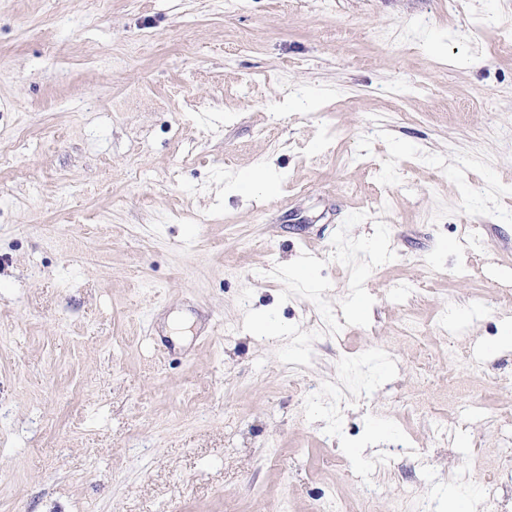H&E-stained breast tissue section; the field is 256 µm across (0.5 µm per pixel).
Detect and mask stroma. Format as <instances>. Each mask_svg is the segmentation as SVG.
I'll return each mask as SVG.
<instances>
[{
  "label": "stroma",
  "instance_id": "obj_1",
  "mask_svg": "<svg viewBox=\"0 0 512 512\" xmlns=\"http://www.w3.org/2000/svg\"><path fill=\"white\" fill-rule=\"evenodd\" d=\"M511 34L512 0H0V512H512Z\"/></svg>",
  "mask_w": 512,
  "mask_h": 512
}]
</instances>
